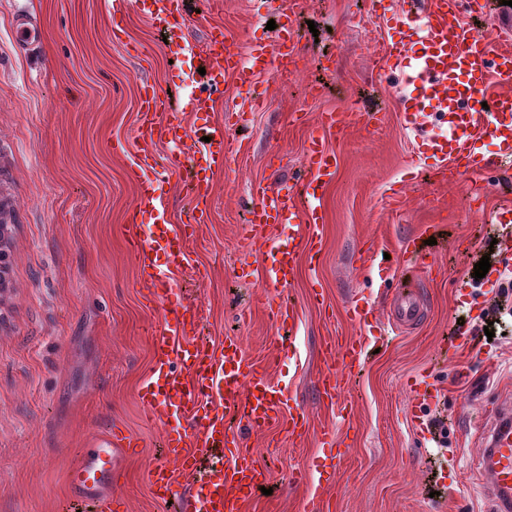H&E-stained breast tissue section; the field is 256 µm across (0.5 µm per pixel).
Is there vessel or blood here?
<instances>
[{
    "instance_id": "1",
    "label": "vessel or blood",
    "mask_w": 512,
    "mask_h": 512,
    "mask_svg": "<svg viewBox=\"0 0 512 512\" xmlns=\"http://www.w3.org/2000/svg\"><path fill=\"white\" fill-rule=\"evenodd\" d=\"M139 12L158 31L177 37L186 26L181 0H135ZM475 0H426L422 15L392 14L398 35L386 52L400 76V124L412 136L436 181H456L463 174L480 175L499 160L512 157V92L486 95L490 77L512 79V50L490 53L483 38L466 31L464 13ZM283 20L272 43L256 42L246 51L231 48L224 28L211 26L202 50L186 44L178 49L186 63L201 69V87L185 99V111L198 119L188 127L181 114L168 111L166 90L143 81L137 98V136L131 176L140 186V198L130 209L127 232L135 266L148 283L149 300L158 316L148 334L152 340L151 367L138 399L145 417L160 425L164 457L149 471L155 498L170 503L174 512H241L245 501L271 475L248 446L249 436L278 426L289 439L301 443L310 431L304 403L275 382L268 372L248 362L240 337H225L220 347L200 338L203 320L198 304L185 302L176 274L189 264L188 245L199 225L208 223L214 177L224 170L231 144L224 126L211 122L226 73L244 86L277 72L289 56L287 26L293 14L290 0H279ZM18 44L35 52L42 27L30 12L13 19ZM184 111V112H185ZM361 112H325L320 133L306 149V174L300 183L257 186L246 228L247 250H269L270 267L264 283L273 288L291 286L299 252H312L320 241L323 212L319 200L336 179L338 157L325 144V133L361 124ZM495 153H488L486 143ZM171 150L166 179L178 178L183 161L192 164L190 191L193 206L178 221H170L152 178L157 144ZM301 225L296 240L272 241L275 225ZM395 326L415 329L425 308L412 290L397 292L390 304ZM268 316L277 328L293 326L295 306L269 302ZM365 346L356 338H329L322 347L324 367L314 386L321 403L336 405L343 385ZM319 460L299 478L309 487L304 512H324V488L336 476L342 442L335 430L318 438ZM130 431L112 428L89 437L78 449L67 475L65 512H127L126 500L115 488L126 459L139 448ZM482 491L490 512H512V420L503 419L482 450Z\"/></svg>"
}]
</instances>
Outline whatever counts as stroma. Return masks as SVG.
Returning a JSON list of instances; mask_svg holds the SVG:
<instances>
[{
	"label": "stroma",
	"mask_w": 512,
	"mask_h": 512,
	"mask_svg": "<svg viewBox=\"0 0 512 512\" xmlns=\"http://www.w3.org/2000/svg\"><path fill=\"white\" fill-rule=\"evenodd\" d=\"M184 37L202 45L209 26L223 24L236 48L270 41L269 0H190ZM464 27L491 51L512 46V7L479 0ZM405 0H296L295 54L286 76L270 75L241 88L224 78V95L212 114L225 121L244 110L246 124H227L236 151L214 179L209 223L189 243L191 269L181 274L190 299L201 305L204 334L213 343L240 337L247 356L271 360L274 380L288 384L307 404L314 434L294 445L273 430L250 441L271 472V494L251 498L242 512H303L305 485L295 470L310 469L316 433L345 435L336 483L326 488L327 512H484L482 432L501 406L512 403V319L485 341L481 314L494 295L478 288L462 301L457 284L470 280L490 256L494 268H512V256L492 240L505 225L494 214L512 207V163L484 175L441 184L419 174L406 201L394 208L391 184L417 163L400 126L399 88L380 81L391 67L384 48L396 33L388 19ZM38 11L44 29L39 55L18 49L15 14ZM119 40H112L111 32ZM145 59L130 57L126 42ZM162 37L129 5L109 19L101 0H0V181L20 200L17 222L15 314L0 330V512H59L67 493L70 451L91 433L122 426L140 440L118 476L129 512H170L153 496L148 471L159 462L160 429L144 418L137 392L150 371L146 330L155 307L138 280L124 224L138 198L125 148L135 136L138 84L168 86L174 102L186 90ZM374 114L367 130L351 127L327 136L339 169L321 200L320 252L300 256L291 287L263 289L272 258L243 246L254 186L302 175L308 139L319 113ZM435 226L427 244L425 226ZM415 241L431 273L413 269L401 249ZM375 242L389 278L363 266L358 251ZM252 276L242 281L241 267ZM206 269L195 282L193 268ZM414 281L427 304L420 329L399 332L389 318L395 290ZM322 302L310 301L313 289ZM372 306L383 333L377 353H366L346 383L339 404L321 405L314 380L328 336L368 337L352 321L348 295ZM298 309L292 352L271 358L275 330L266 298ZM465 326L471 342L454 334ZM422 378L440 392L430 414L444 421L448 445L440 448L414 421L408 381Z\"/></svg>",
	"instance_id": "1"
}]
</instances>
